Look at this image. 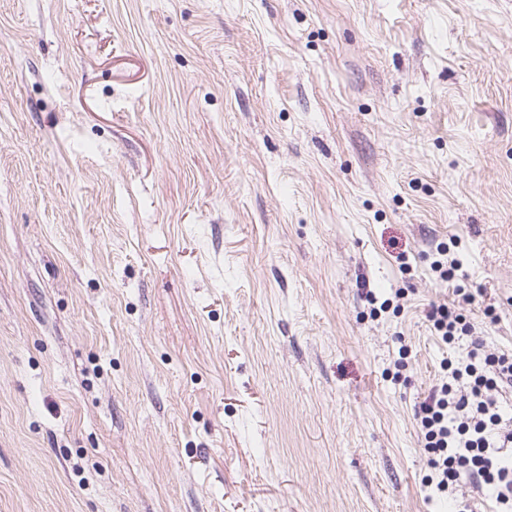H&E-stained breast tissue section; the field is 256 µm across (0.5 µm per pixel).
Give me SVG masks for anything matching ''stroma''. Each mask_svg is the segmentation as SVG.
<instances>
[{
  "mask_svg": "<svg viewBox=\"0 0 512 512\" xmlns=\"http://www.w3.org/2000/svg\"><path fill=\"white\" fill-rule=\"evenodd\" d=\"M475 339L512 0H0V512H484L415 417ZM439 258L434 260L431 268L442 281L453 282L456 277V271L459 269L460 261L456 257H451L447 249L439 251ZM447 304L433 306L429 312V319L433 322L435 335L446 345H451L461 336H467L472 326L466 317L455 308Z\"/></svg>",
  "mask_w": 512,
  "mask_h": 512,
  "instance_id": "1",
  "label": "stroma"
}]
</instances>
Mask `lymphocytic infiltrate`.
I'll return each mask as SVG.
<instances>
[{
  "mask_svg": "<svg viewBox=\"0 0 512 512\" xmlns=\"http://www.w3.org/2000/svg\"><path fill=\"white\" fill-rule=\"evenodd\" d=\"M441 367L451 381L433 387L416 414L428 454L424 485L451 496L465 472L490 493L492 512H512V425L496 398L512 388V355L476 343L465 362L446 358Z\"/></svg>",
  "mask_w": 512,
  "mask_h": 512,
  "instance_id": "1",
  "label": "lymphocytic infiltrate"
}]
</instances>
